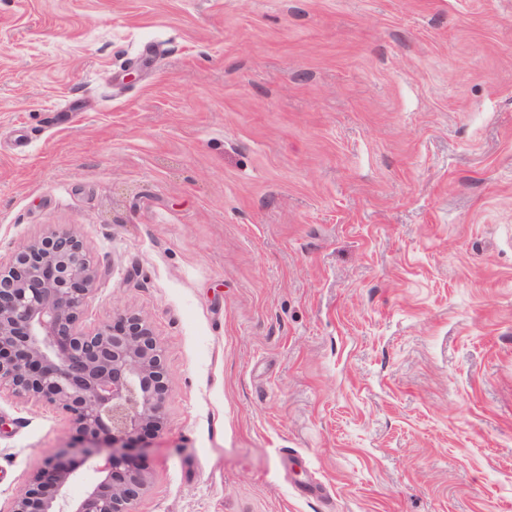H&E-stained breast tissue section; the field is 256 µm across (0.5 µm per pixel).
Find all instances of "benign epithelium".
Masks as SVG:
<instances>
[{
  "label": "benign epithelium",
  "mask_w": 512,
  "mask_h": 512,
  "mask_svg": "<svg viewBox=\"0 0 512 512\" xmlns=\"http://www.w3.org/2000/svg\"><path fill=\"white\" fill-rule=\"evenodd\" d=\"M98 277L74 233L24 244L0 265V391L60 410L75 432L28 477L8 512H133L150 484L135 456L141 432L166 427L163 349L135 315L80 328ZM85 470L94 480L69 497Z\"/></svg>",
  "instance_id": "benign-epithelium-1"
}]
</instances>
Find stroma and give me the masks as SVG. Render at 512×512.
I'll return each instance as SVG.
<instances>
[{
    "instance_id": "35a3bbf8",
    "label": "stroma",
    "mask_w": 512,
    "mask_h": 512,
    "mask_svg": "<svg viewBox=\"0 0 512 512\" xmlns=\"http://www.w3.org/2000/svg\"><path fill=\"white\" fill-rule=\"evenodd\" d=\"M54 232L164 350L135 512H512V0H0ZM71 433L0 395V512Z\"/></svg>"
}]
</instances>
